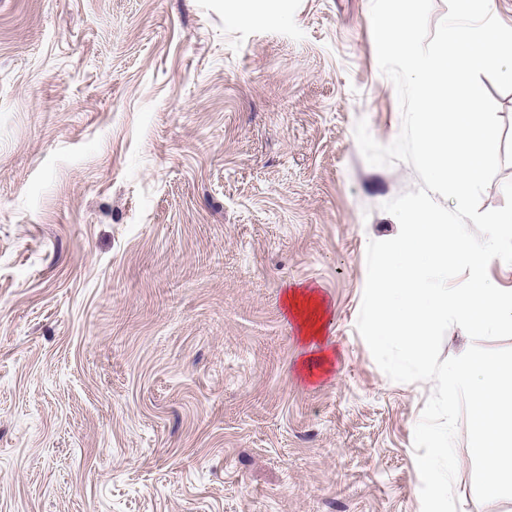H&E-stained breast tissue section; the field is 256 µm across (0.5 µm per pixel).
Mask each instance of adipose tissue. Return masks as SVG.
<instances>
[{
  "label": "adipose tissue",
  "mask_w": 512,
  "mask_h": 512,
  "mask_svg": "<svg viewBox=\"0 0 512 512\" xmlns=\"http://www.w3.org/2000/svg\"><path fill=\"white\" fill-rule=\"evenodd\" d=\"M284 302L289 314L298 322L304 340L317 346L316 351L303 362V372L309 377L317 372L329 373L334 352L324 345V332L329 319L325 298L317 289L304 287L286 292Z\"/></svg>",
  "instance_id": "obj_1"
}]
</instances>
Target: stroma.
<instances>
[{"label": "stroma", "instance_id": "obj_1", "mask_svg": "<svg viewBox=\"0 0 512 512\" xmlns=\"http://www.w3.org/2000/svg\"><path fill=\"white\" fill-rule=\"evenodd\" d=\"M249 21H242V14ZM481 210L512 181V93ZM370 0H0V512H421L356 329L409 164ZM330 305L310 381L284 293ZM454 491L479 502L466 428Z\"/></svg>", "mask_w": 512, "mask_h": 512}]
</instances>
